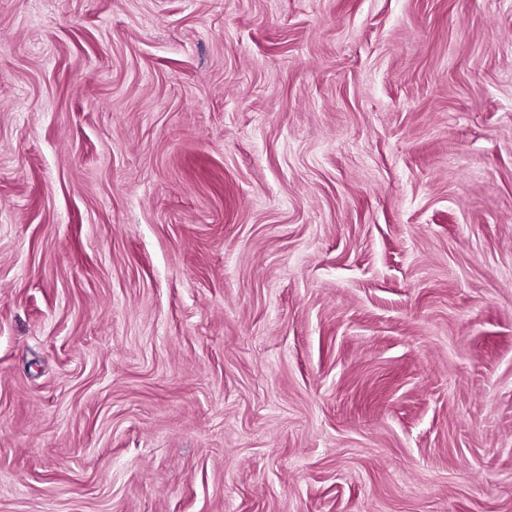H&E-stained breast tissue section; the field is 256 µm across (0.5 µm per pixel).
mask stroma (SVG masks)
<instances>
[{"mask_svg":"<svg viewBox=\"0 0 512 512\" xmlns=\"http://www.w3.org/2000/svg\"><path fill=\"white\" fill-rule=\"evenodd\" d=\"M0 512H512V0H0Z\"/></svg>","mask_w":512,"mask_h":512,"instance_id":"1","label":"stroma"}]
</instances>
